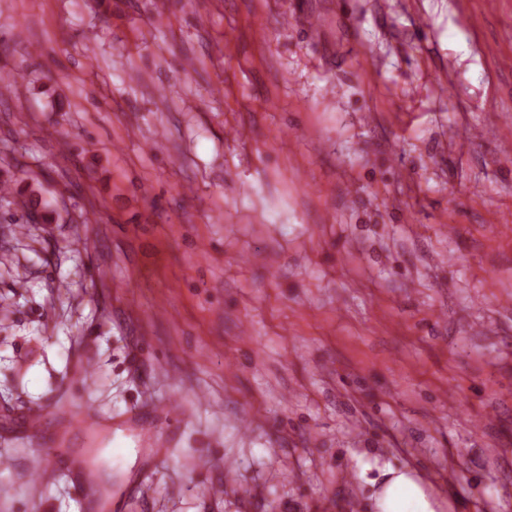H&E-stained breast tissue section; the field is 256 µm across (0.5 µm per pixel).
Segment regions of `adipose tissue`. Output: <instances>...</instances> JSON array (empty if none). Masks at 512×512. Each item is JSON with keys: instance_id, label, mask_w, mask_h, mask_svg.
Returning a JSON list of instances; mask_svg holds the SVG:
<instances>
[{"instance_id": "ef3b65f1", "label": "adipose tissue", "mask_w": 512, "mask_h": 512, "mask_svg": "<svg viewBox=\"0 0 512 512\" xmlns=\"http://www.w3.org/2000/svg\"><path fill=\"white\" fill-rule=\"evenodd\" d=\"M368 512H437V502L417 471L383 464L367 478Z\"/></svg>"}]
</instances>
